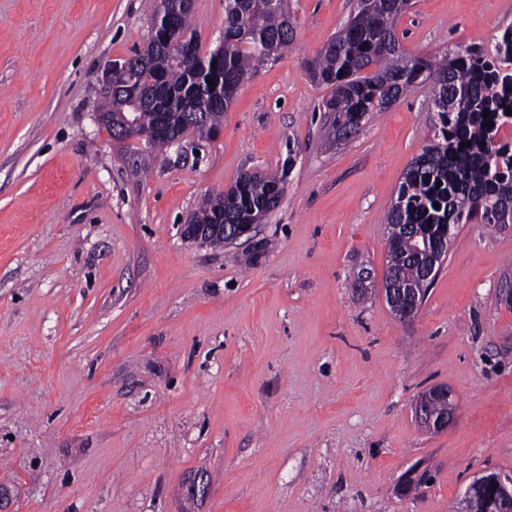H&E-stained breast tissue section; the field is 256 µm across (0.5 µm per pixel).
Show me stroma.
I'll use <instances>...</instances> for the list:
<instances>
[{"label":"stroma","instance_id":"obj_1","mask_svg":"<svg viewBox=\"0 0 512 512\" xmlns=\"http://www.w3.org/2000/svg\"><path fill=\"white\" fill-rule=\"evenodd\" d=\"M295 39L218 140L156 151L95 120L151 0H0V512H458L512 472V224L459 225L419 315L381 289L385 215L432 136L421 84L324 137L312 77L354 0H288ZM512 0H411L414 56L493 49ZM202 50L224 0H195ZM246 170L285 174L234 243L180 226ZM368 279H361V272ZM448 386L456 422L416 421ZM418 490L398 488L409 471ZM431 398H441L447 402L443 413L436 414L429 408ZM458 404L453 392L446 386L433 387L424 393L416 403L415 414L420 424L430 432L448 429L457 418ZM484 471L481 475L477 476L465 491V502L467 506L471 499V492L473 488L483 485H496V490L501 494L511 497L512 496V473H503L499 471L489 473Z\"/></svg>","mask_w":512,"mask_h":512}]
</instances>
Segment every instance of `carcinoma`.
Returning <instances> with one entry per match:
<instances>
[{"mask_svg":"<svg viewBox=\"0 0 512 512\" xmlns=\"http://www.w3.org/2000/svg\"><path fill=\"white\" fill-rule=\"evenodd\" d=\"M409 6L410 0L357 3L312 64V75L331 87L324 104L333 114L330 140L359 129L366 116L386 109L385 102L432 83L433 138L407 169L386 216L391 231L410 225L409 237L389 245L387 267L419 282L416 251L425 238L443 234L450 224H512V141L499 137L503 128H512V115L506 114L512 109V30L491 52L465 47L442 58L412 56L398 35ZM171 32L194 48L195 59L178 60L151 41L136 52L132 61L145 99L128 96L130 77L121 71L112 82L115 95L97 106L109 132L121 127L123 114L150 127L157 113L166 112L177 125L197 108L208 113L210 128L222 125L242 83L293 41L294 25L286 3L270 10L265 0H224V35L214 49L200 52L190 8L174 15ZM284 190L279 175L244 171L230 188L204 199L191 220L211 224L222 211L226 224H254L277 207ZM472 503L475 512H504L485 489L474 492Z\"/></svg>","mask_w":512,"mask_h":512,"instance_id":"1","label":"carcinoma"}]
</instances>
